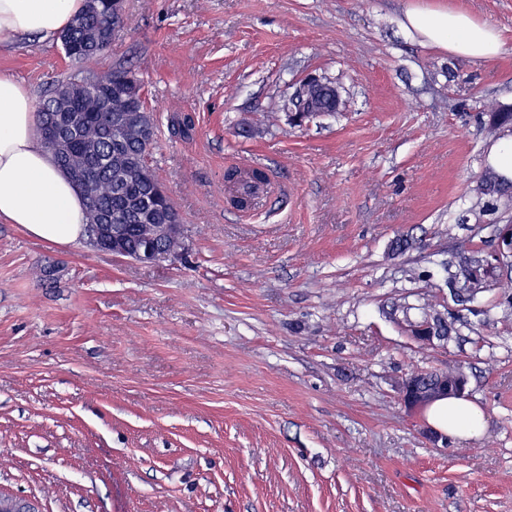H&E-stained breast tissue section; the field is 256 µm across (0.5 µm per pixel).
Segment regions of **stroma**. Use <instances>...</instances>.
<instances>
[{
    "instance_id": "obj_1",
    "label": "stroma",
    "mask_w": 512,
    "mask_h": 512,
    "mask_svg": "<svg viewBox=\"0 0 512 512\" xmlns=\"http://www.w3.org/2000/svg\"><path fill=\"white\" fill-rule=\"evenodd\" d=\"M498 28L492 61L422 45L408 6ZM87 70L132 66L156 119L148 164L183 224L164 261L0 222V491L42 512H512V291L466 304L493 113L512 111V0H125ZM59 39L0 38V75L42 100ZM311 75L339 112L291 124ZM190 116L188 136L172 120ZM265 167L241 219L229 167ZM436 296L454 331H404ZM462 367L486 428L433 441L396 383Z\"/></svg>"
}]
</instances>
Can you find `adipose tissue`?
<instances>
[{
  "instance_id": "ef3b65f1",
  "label": "adipose tissue",
  "mask_w": 512,
  "mask_h": 512,
  "mask_svg": "<svg viewBox=\"0 0 512 512\" xmlns=\"http://www.w3.org/2000/svg\"><path fill=\"white\" fill-rule=\"evenodd\" d=\"M83 5L84 0H0V37H55ZM402 27L424 45L467 59H494L503 46L497 29L464 11L413 7ZM0 220L62 245L76 242L86 224L83 196L40 141L30 92L8 76H0ZM429 416L435 428L463 441L485 428L481 407L462 397L435 402Z\"/></svg>"
}]
</instances>
